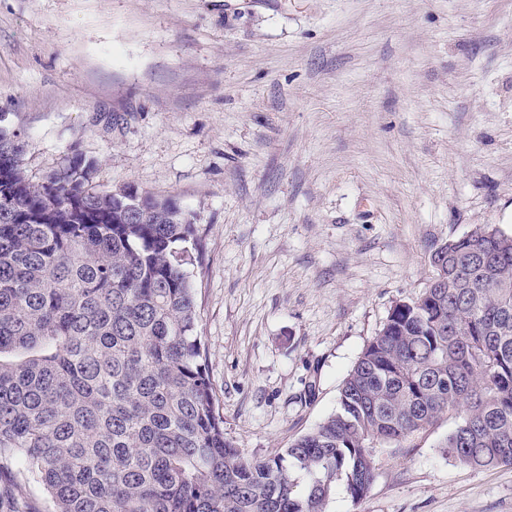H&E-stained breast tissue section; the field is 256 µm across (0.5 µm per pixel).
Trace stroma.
<instances>
[{"label":"stroma","mask_w":512,"mask_h":512,"mask_svg":"<svg viewBox=\"0 0 512 512\" xmlns=\"http://www.w3.org/2000/svg\"><path fill=\"white\" fill-rule=\"evenodd\" d=\"M0 127L33 180L75 146L96 190L195 215L217 407L262 457L335 411L434 245L512 235V0H0ZM454 424L327 512H512V466L441 453Z\"/></svg>","instance_id":"1"}]
</instances>
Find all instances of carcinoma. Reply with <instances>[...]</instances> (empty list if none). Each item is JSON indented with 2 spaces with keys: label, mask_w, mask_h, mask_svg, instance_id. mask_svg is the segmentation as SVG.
Listing matches in <instances>:
<instances>
[{
  "label": "carcinoma",
  "mask_w": 512,
  "mask_h": 512,
  "mask_svg": "<svg viewBox=\"0 0 512 512\" xmlns=\"http://www.w3.org/2000/svg\"><path fill=\"white\" fill-rule=\"evenodd\" d=\"M0 128V469L51 512H326L449 414L441 443L471 467L512 465V236L448 239L437 286L393 307L336 410L249 460L224 434L187 266L203 234L172 198L91 187L73 147L34 182ZM137 207L126 217L129 206Z\"/></svg>",
  "instance_id": "carcinoma-1"
}]
</instances>
